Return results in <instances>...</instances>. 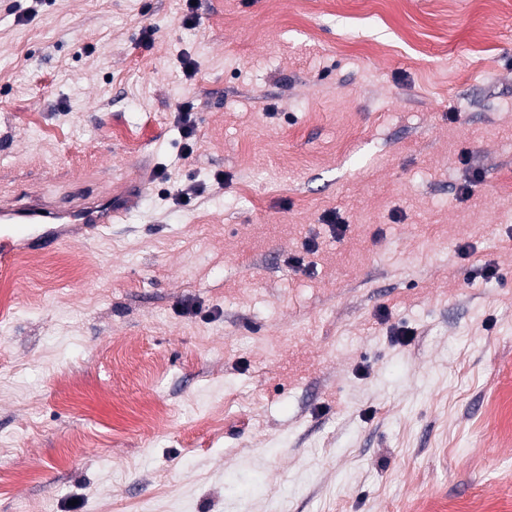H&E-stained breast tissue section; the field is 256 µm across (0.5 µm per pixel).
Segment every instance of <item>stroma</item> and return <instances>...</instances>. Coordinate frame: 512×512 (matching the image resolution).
<instances>
[{"mask_svg": "<svg viewBox=\"0 0 512 512\" xmlns=\"http://www.w3.org/2000/svg\"><path fill=\"white\" fill-rule=\"evenodd\" d=\"M184 10L0 0V196L146 185L0 273V512L512 503V6ZM192 108L189 103H180L176 108L177 112H180L179 115L182 120V136L184 138L182 153L187 158L194 153L199 144L197 129L190 117Z\"/></svg>", "mask_w": 512, "mask_h": 512, "instance_id": "1", "label": "stroma"}]
</instances>
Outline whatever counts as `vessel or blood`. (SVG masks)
I'll list each match as a JSON object with an SVG mask.
<instances>
[{"instance_id": "b4317fda", "label": "vessel or blood", "mask_w": 512, "mask_h": 512, "mask_svg": "<svg viewBox=\"0 0 512 512\" xmlns=\"http://www.w3.org/2000/svg\"><path fill=\"white\" fill-rule=\"evenodd\" d=\"M140 190L135 181L115 198L76 193L63 201L37 196L26 204L0 199V271H8L21 251H51L69 242L70 225H78L86 238L102 235L134 205Z\"/></svg>"}]
</instances>
